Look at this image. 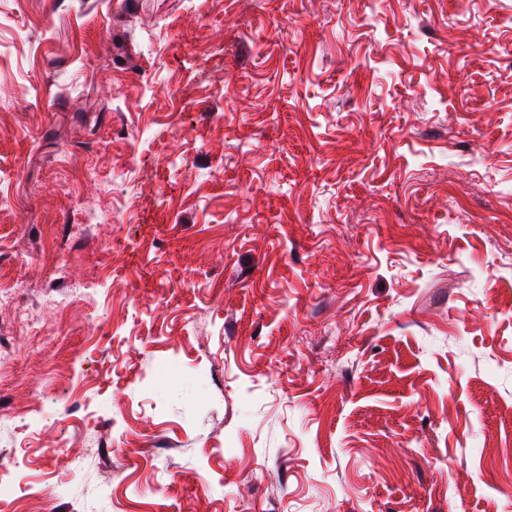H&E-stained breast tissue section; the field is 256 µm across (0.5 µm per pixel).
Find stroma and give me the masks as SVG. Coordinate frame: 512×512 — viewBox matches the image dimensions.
<instances>
[{"label":"stroma","instance_id":"stroma-1","mask_svg":"<svg viewBox=\"0 0 512 512\" xmlns=\"http://www.w3.org/2000/svg\"><path fill=\"white\" fill-rule=\"evenodd\" d=\"M79 2L0 0V291L102 275L0 312L21 512H512V0ZM10 308L18 312V321L27 336H41L44 334V324L40 318L33 316L29 310L18 308L13 294L0 291V310Z\"/></svg>","mask_w":512,"mask_h":512}]
</instances>
